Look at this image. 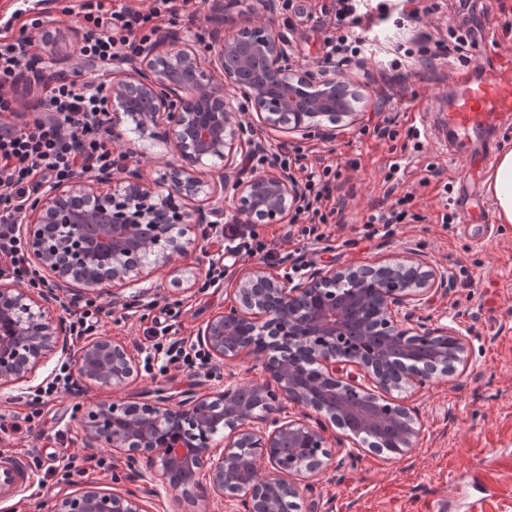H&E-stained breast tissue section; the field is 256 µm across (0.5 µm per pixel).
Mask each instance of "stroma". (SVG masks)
I'll use <instances>...</instances> for the list:
<instances>
[{"instance_id":"1","label":"stroma","mask_w":512,"mask_h":512,"mask_svg":"<svg viewBox=\"0 0 512 512\" xmlns=\"http://www.w3.org/2000/svg\"><path fill=\"white\" fill-rule=\"evenodd\" d=\"M72 0H43L44 14L54 17L41 56L52 68L72 69L80 38L73 17L62 14ZM429 7L422 23L433 38L444 39L448 28L470 29L462 57H445L434 67L422 65L391 70L377 61L350 67L349 74L362 95L360 120L338 128L335 135L309 129L288 132L254 123L243 138V152L254 142L283 144L298 152L305 164L318 161L335 165L339 176L331 199L342 202L330 226L329 251L314 256L313 268L380 266L395 263L414 252L431 267L444 270L445 284L425 296L413 312V326L451 327L467 338V351L452 374H435L420 387L397 392L396 397L416 414L422 429L414 448L403 455L362 447L357 459H343L315 481V488L297 498L299 512H434L435 504H449L453 512H512V224H495L490 236L482 234L481 218L467 230L443 225L449 167H463L464 157L449 158L448 143L427 139L415 149L412 130L434 122L446 104V95L464 78H475L492 67L497 56L512 55V0H474L465 11L458 0H422ZM333 0H294L287 14L270 12L265 0H240L225 28L234 30L241 16L264 21L287 36L293 60L312 71L322 68L329 34L322 14ZM496 40H488L490 29ZM383 115L394 138L362 133L369 119ZM119 142L129 151V170L162 184L175 156L170 144L138 130L127 117L117 125ZM414 193L413 209L422 222L401 224L372 243L355 244L356 229L376 207H384L405 193ZM218 248L212 237L192 234L178 273L152 268L149 292L135 300L133 315L112 305L115 316L98 333L123 343L137 358H145L146 334L153 318L166 309L177 311V335L193 344L201 327L235 300L234 288L245 259L230 262L219 287H205L208 257ZM83 344L70 340L69 351L40 367L24 389L0 390V455L19 453L37 458V482L15 496H0V512H54L64 497L86 486L108 491L133 490L146 512H198L179 492L166 490L161 479L132 482L127 469L111 449L85 447L75 421L78 409L101 402H142L163 391L172 400L184 393H213L224 387V375L234 372L241 382H263L269 375L262 361L244 356L226 364L211 363L206 376H187L167 369L148 375L134 373L122 388L112 389L76 382L48 402L40 419L27 422V396L51 381L61 364H75ZM74 457L78 474L59 481L45 472L64 466ZM108 457L110 471L95 468Z\"/></svg>"}]
</instances>
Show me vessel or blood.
I'll use <instances>...</instances> for the list:
<instances>
[{
    "mask_svg": "<svg viewBox=\"0 0 512 512\" xmlns=\"http://www.w3.org/2000/svg\"><path fill=\"white\" fill-rule=\"evenodd\" d=\"M499 71H489L482 77L455 86L448 97V110L443 115L442 128L426 127V137L444 134L449 155L465 152L467 168L451 172L458 186L460 210L464 219L473 213H484L480 174L495 161L489 135L503 118L512 115V56L499 59ZM31 473L24 460L10 455L0 458V492L26 482Z\"/></svg>",
    "mask_w": 512,
    "mask_h": 512,
    "instance_id": "obj_1",
    "label": "vessel or blood"
}]
</instances>
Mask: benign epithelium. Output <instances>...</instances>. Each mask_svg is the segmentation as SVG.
<instances>
[{
  "label": "benign epithelium",
  "instance_id": "1",
  "mask_svg": "<svg viewBox=\"0 0 512 512\" xmlns=\"http://www.w3.org/2000/svg\"><path fill=\"white\" fill-rule=\"evenodd\" d=\"M216 70L202 66L192 47L176 34L162 36L142 50L137 60L117 63L120 78L112 82L108 99L113 116L131 117L141 129L161 130L175 147L178 163L166 177L168 188L157 191L135 172L112 183L102 172L77 177L50 187L29 207L22 233L37 264L52 273L53 280L42 299L79 283L94 293L112 290V296L147 280L143 256L152 264L177 273L176 257L187 250L181 239L190 227L208 236L224 216V198L233 201L239 214L257 215L267 224L285 223L300 201V185L291 177L256 176L244 180L236 165L243 125L237 119L242 93L263 124L290 130L317 128L321 119L351 123L358 119L361 94L347 71L313 72L291 60L288 41L263 23H252L232 37L219 33L210 46ZM128 68H123V65ZM220 75L229 96L214 84ZM206 159L222 162L219 179L210 184L198 176ZM204 195L206 204L188 208ZM71 230L72 246H56L57 232ZM422 274L417 288H385L378 298L357 286L378 277L405 279ZM338 280L356 286L336 294ZM438 285L435 269H424L417 254L408 253L393 265L381 268L314 271L299 282L267 275L254 266L237 280L236 305L209 319L198 331L197 343L217 361L226 362L250 354L253 344L238 340L252 328L271 331L264 339L270 383L243 384L230 372L224 390L194 395L173 404L158 395L145 404L138 418L118 413L116 402L89 408L79 420L88 448H110L124 458L128 478H146L140 469L146 462L161 472L166 487L199 486L197 474L207 473L210 491L241 501L246 512H277V502L297 496L313 486L315 477L331 466L329 440L321 421L277 419V397L303 405L332 421L347 426L348 439H336L348 457L356 458L359 429L372 427L386 417L401 420L396 446L405 454L415 446L420 427L409 408L396 400L366 403L373 410L355 408L349 395L368 399L360 378L370 376L387 391L404 385H424L438 371L435 363L423 369L390 372L349 347V337L377 335L382 347L418 356L416 347L430 348L445 362L462 360L466 339L451 328L412 332L410 307ZM69 331L62 320L47 316L45 307L22 288L0 285V389L28 383L52 355L68 350ZM312 366L308 379L303 369ZM137 371V358L109 338L90 339L77 362L78 377L100 386H123ZM266 405L264 425L254 424L252 404ZM172 427L171 436L156 441L153 428L161 422ZM220 423L228 429L224 448L198 445L191 435ZM268 459L272 473L254 471L257 456ZM56 512H144L132 493L104 492L88 488L60 500Z\"/></svg>",
  "mask_w": 512,
  "mask_h": 512
}]
</instances>
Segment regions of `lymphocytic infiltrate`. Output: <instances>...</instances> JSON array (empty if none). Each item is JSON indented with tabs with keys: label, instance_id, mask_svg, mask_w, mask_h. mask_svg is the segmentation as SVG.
Returning a JSON list of instances; mask_svg holds the SVG:
<instances>
[{
	"label": "lymphocytic infiltrate",
	"instance_id": "f902f5d3",
	"mask_svg": "<svg viewBox=\"0 0 512 512\" xmlns=\"http://www.w3.org/2000/svg\"><path fill=\"white\" fill-rule=\"evenodd\" d=\"M204 0H141L130 6L124 0H77L63 6V14H76L81 21L82 39L76 50L79 60L96 65L95 73L78 80L61 71L45 76L39 54L44 38L42 15L31 16L17 37L0 38V115L17 114L22 109L13 89L21 80L42 85L35 106L38 118L22 126L0 128V276L20 285L39 289L43 276L30 262L26 245L17 232L21 214L46 186L61 185L81 173L119 172L129 158L113 145L110 117L106 110L108 87L98 69L120 59L137 55L152 44L158 34L159 18L189 12ZM416 0H335L334 15L327 24L329 50L326 59L343 67L362 60L372 46L376 27L391 16L409 22L418 19ZM450 41L431 40L429 35L412 38L410 44L390 47L391 67L398 68L415 58H436L462 53L469 30L450 28ZM304 189L302 201L289 220L287 235L297 246L296 255L328 240L333 213L327 210L328 190L336 179L335 166L299 165ZM413 193H405L389 208L370 214L359 231L361 240L390 234L394 226L422 222L421 214L410 206ZM215 237L227 251L241 256L273 257L274 243L261 238L254 227L227 224L216 229ZM169 326L151 329L153 355L164 366L197 375L208 365L201 349L171 337Z\"/></svg>",
	"mask_w": 512,
	"mask_h": 512
}]
</instances>
